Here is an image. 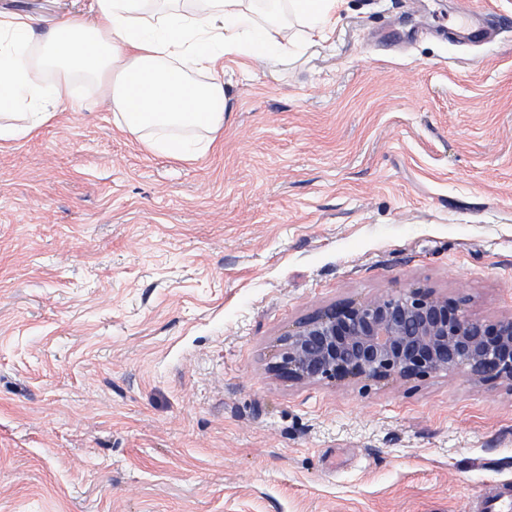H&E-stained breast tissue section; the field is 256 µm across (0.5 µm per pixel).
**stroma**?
Here are the masks:
<instances>
[{
	"label": "stroma",
	"mask_w": 512,
	"mask_h": 512,
	"mask_svg": "<svg viewBox=\"0 0 512 512\" xmlns=\"http://www.w3.org/2000/svg\"><path fill=\"white\" fill-rule=\"evenodd\" d=\"M343 0L227 56L213 149L150 151L94 83L0 142V512H487L512 385L294 384L280 338L423 287L512 317V0ZM89 0H0L47 31Z\"/></svg>",
	"instance_id": "stroma-1"
}]
</instances>
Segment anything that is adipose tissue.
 <instances>
[{"label":"adipose tissue","instance_id":"ef3b65f1","mask_svg":"<svg viewBox=\"0 0 512 512\" xmlns=\"http://www.w3.org/2000/svg\"><path fill=\"white\" fill-rule=\"evenodd\" d=\"M91 0L85 17L38 38L34 20L0 13V141L28 135L71 102L75 75L112 101L116 125L171 157L206 152L224 127L226 97L210 72L228 55L279 57L287 25L255 17L254 0ZM31 71L17 85L16 70Z\"/></svg>","mask_w":512,"mask_h":512}]
</instances>
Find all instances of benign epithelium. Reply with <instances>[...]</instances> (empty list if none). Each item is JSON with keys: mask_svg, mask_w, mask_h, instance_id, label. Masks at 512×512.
<instances>
[{"mask_svg": "<svg viewBox=\"0 0 512 512\" xmlns=\"http://www.w3.org/2000/svg\"><path fill=\"white\" fill-rule=\"evenodd\" d=\"M466 367L512 383V318H471L429 288L347 300L306 317L281 339L271 370L291 383L413 380Z\"/></svg>", "mask_w": 512, "mask_h": 512, "instance_id": "1", "label": "benign epithelium"}]
</instances>
